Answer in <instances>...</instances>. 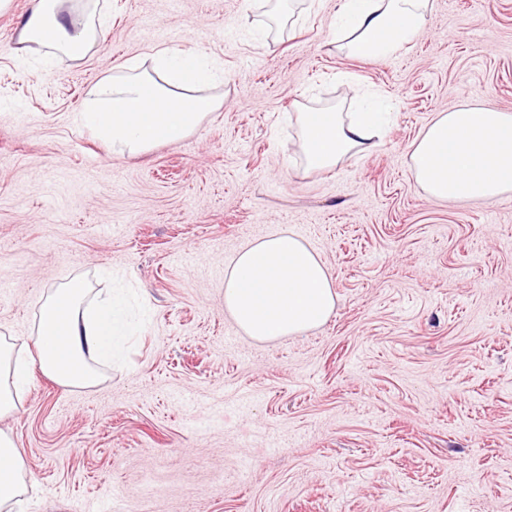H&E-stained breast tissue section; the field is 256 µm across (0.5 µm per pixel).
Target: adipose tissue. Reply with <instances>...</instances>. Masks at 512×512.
Masks as SVG:
<instances>
[{
    "instance_id": "adipose-tissue-1",
    "label": "adipose tissue",
    "mask_w": 512,
    "mask_h": 512,
    "mask_svg": "<svg viewBox=\"0 0 512 512\" xmlns=\"http://www.w3.org/2000/svg\"><path fill=\"white\" fill-rule=\"evenodd\" d=\"M431 0H340L343 26L334 39L349 56L383 60L420 33ZM97 8L75 0H30L19 34L71 59L83 58L104 38ZM148 68L122 65L95 85L79 123L118 154L136 155L188 137L217 110L199 93L211 76L206 57L152 51ZM376 110L352 115L301 109L299 148L305 170L330 169L365 150L379 126ZM411 169L428 198L495 201L512 193V113L462 106L437 115L413 144ZM80 280L52 289L33 331L32 356L0 340V416L19 410L33 368L59 385L92 388L102 381L98 361L111 358L123 336L125 313L111 298L92 301ZM224 308L250 337L272 341L327 322L335 309L331 274L295 234L283 230L241 248L224 278ZM24 489V467L13 438L0 432V512H14Z\"/></svg>"
}]
</instances>
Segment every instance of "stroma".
Here are the masks:
<instances>
[{
  "label": "stroma",
  "mask_w": 512,
  "mask_h": 512,
  "mask_svg": "<svg viewBox=\"0 0 512 512\" xmlns=\"http://www.w3.org/2000/svg\"><path fill=\"white\" fill-rule=\"evenodd\" d=\"M75 61L0 11V335L24 348L45 295L83 279L127 301L101 384L34 371L0 431L23 512H512V194L428 199L410 169L430 120L512 113V0H432L383 61L331 42L339 0H99ZM202 53L221 101L186 139L122 156L75 116L113 67ZM393 105L386 133L308 172L291 115ZM293 232L334 281L320 327L274 342L224 310L235 253Z\"/></svg>",
  "instance_id": "1"
}]
</instances>
